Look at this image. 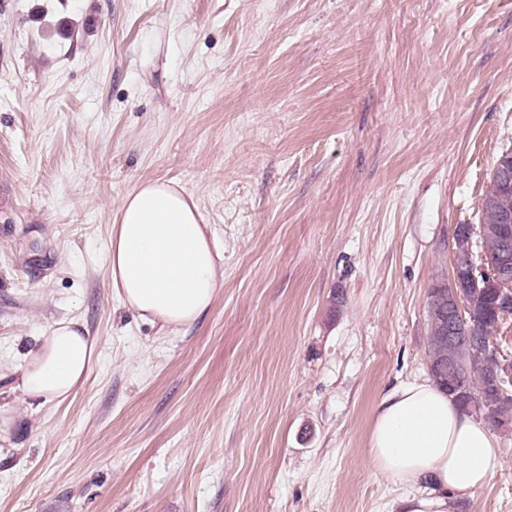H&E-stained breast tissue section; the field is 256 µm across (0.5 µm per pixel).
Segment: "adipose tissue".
Returning <instances> with one entry per match:
<instances>
[{
    "label": "adipose tissue",
    "instance_id": "ef3b65f1",
    "mask_svg": "<svg viewBox=\"0 0 512 512\" xmlns=\"http://www.w3.org/2000/svg\"><path fill=\"white\" fill-rule=\"evenodd\" d=\"M219 259L192 194L155 180L123 197L106 249L108 281L141 318L172 332L194 324L224 285ZM98 345L80 321L54 322L25 353L15 389L44 403L67 400L84 385ZM496 457L494 434L432 380L402 383L374 409L370 458L405 487L400 512H448L453 497L487 482Z\"/></svg>",
    "mask_w": 512,
    "mask_h": 512
}]
</instances>
